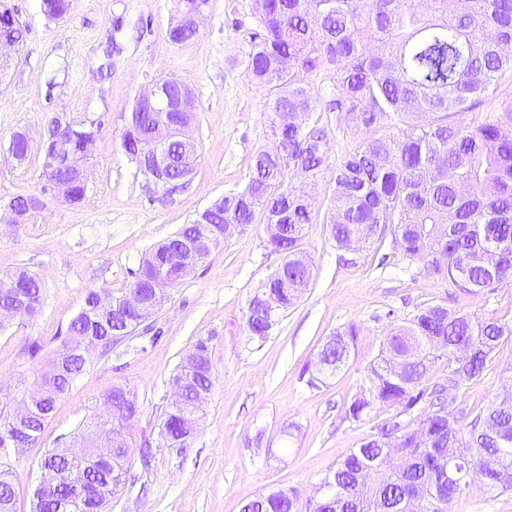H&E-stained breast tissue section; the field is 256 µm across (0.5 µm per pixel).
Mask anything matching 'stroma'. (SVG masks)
<instances>
[{
	"instance_id": "1",
	"label": "stroma",
	"mask_w": 512,
	"mask_h": 512,
	"mask_svg": "<svg viewBox=\"0 0 512 512\" xmlns=\"http://www.w3.org/2000/svg\"><path fill=\"white\" fill-rule=\"evenodd\" d=\"M0 3L28 29L0 82V207L44 184L41 135L54 114L101 123L82 203L50 198L28 223H0V277L26 268L37 274L43 289L35 316L15 318L0 330V387L11 397L18 393L20 365L29 360L31 347H52L89 289L124 294L145 253L217 198L243 188L254 155L271 149L273 140L269 94L251 83L243 63L257 25L254 0H210L198 37L180 45L167 37L175 0H71L69 14L54 21L41 13L40 0ZM119 16L123 51L113 57L112 74L104 79L99 74L103 49ZM58 69L63 75L49 87L47 76ZM166 78L192 87L200 143L193 177L171 195L147 190L122 147L134 99ZM17 131L30 139L22 161L8 150ZM363 138L344 125L329 127L327 162L310 190L319 214L330 207L337 163ZM303 250L314 262L310 285L262 341L249 340L244 314L281 262L265 244L263 222L214 250L181 280L153 319L159 337L136 331L114 353L95 360L58 401L40 447L0 448V469L14 475L19 512H30L45 451L100 413L102 395L112 386L133 389L141 404L137 427L157 431L173 398L172 376L201 341L209 348L215 382L196 436L185 448L153 440L146 468L139 452H132L138 483L114 497L111 512H241L271 487L309 498L324 474L390 416L376 407L352 422L344 409L362 388L391 329L430 305L512 316V282L477 294L460 291L403 256L388 237L364 252H347L337 248L329 225L317 223L309 226ZM385 253L390 261L383 266L379 259ZM352 323L359 336L348 360L326 383L311 384L327 337ZM511 378L509 341L479 380L456 390L454 405L485 407ZM448 512H512V492L494 497L477 482L449 504Z\"/></svg>"
}]
</instances>
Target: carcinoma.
<instances>
[{
    "label": "carcinoma",
    "instance_id": "1",
    "mask_svg": "<svg viewBox=\"0 0 512 512\" xmlns=\"http://www.w3.org/2000/svg\"><path fill=\"white\" fill-rule=\"evenodd\" d=\"M208 8L209 0H177L175 22L167 31L175 44L196 37L180 25L191 4ZM263 0L257 28L249 32L246 68L252 82L268 88L272 132L279 136L276 157L259 151L246 185L214 200L171 238L157 244L138 269L126 295H144L151 313L169 299L181 277L166 265L188 235L207 236L225 224L242 235L256 214L266 224L267 247L285 256L302 251L309 225L315 223L304 191L288 175L316 178L327 162L325 126L306 119L317 111L307 77L334 72L325 111L351 122L369 136L336 164L328 220L339 248L358 252L391 235L410 260H420L467 293L493 290L512 281V132L497 120L464 126L455 114L472 110L490 89L512 75V0ZM48 19L68 15L71 0H41ZM112 25L110 49L99 68L107 77L112 53L121 49ZM27 35L18 21L1 29L0 40L20 46ZM149 116L127 123L123 147L141 163L151 146ZM311 271H273L267 287L248 301L245 326L253 339L271 334L262 300L275 306L274 317L294 306L309 285ZM8 281L17 288L0 293V306L21 297L30 315L41 305L42 288L26 269ZM95 290L67 327L66 336L41 361L42 415L31 423L27 447H38L57 401L93 364L91 356L69 353L72 337L104 355L121 336L139 327L127 312L108 324L89 313ZM359 330L356 324L331 336L317 355V375H333L346 362ZM512 338V320L451 311L440 305L417 310L408 323L385 337L379 357L367 369L365 384L346 409L360 422L377 404L402 413L430 400L431 411L415 426L400 416L386 420L372 439L353 448L326 473L317 496L300 503L294 490L263 492L242 512H448V503L476 480L496 496L512 491V382L498 400L470 412L461 421L448 411L447 387L426 392L423 380L441 358L448 379L461 387L481 377L500 345ZM177 374L187 377L184 401L165 411L158 435L172 438L198 419V393L214 387L207 345L200 341ZM115 388L103 394L104 415L79 429L83 455L64 446L47 451L41 466L55 471L51 490L35 493L33 512H105L124 488L131 450L100 466L91 439L123 420L113 410ZM11 400L0 403V444L14 447ZM13 475L0 470V512H18Z\"/></svg>",
    "mask_w": 512,
    "mask_h": 512
}]
</instances>
